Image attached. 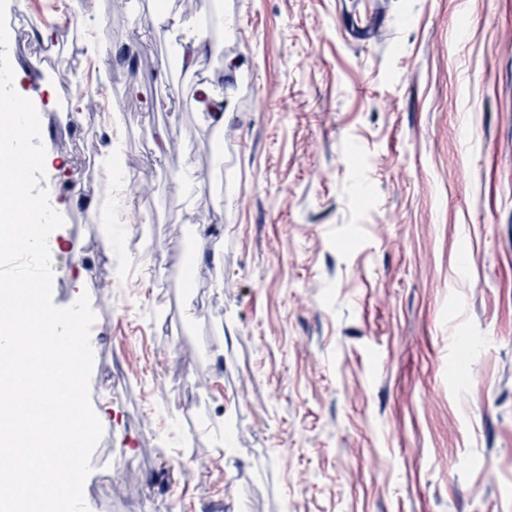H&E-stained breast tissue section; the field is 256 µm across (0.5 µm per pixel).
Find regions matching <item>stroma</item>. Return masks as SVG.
Returning <instances> with one entry per match:
<instances>
[{"instance_id":"obj_1","label":"stroma","mask_w":512,"mask_h":512,"mask_svg":"<svg viewBox=\"0 0 512 512\" xmlns=\"http://www.w3.org/2000/svg\"><path fill=\"white\" fill-rule=\"evenodd\" d=\"M98 3H7L52 299L96 316L89 512H512V0H167L220 45L192 74L154 0ZM199 107L201 112L208 115L211 123L223 127L224 111L227 109V103L224 101V97H216L207 87H203Z\"/></svg>"}]
</instances>
